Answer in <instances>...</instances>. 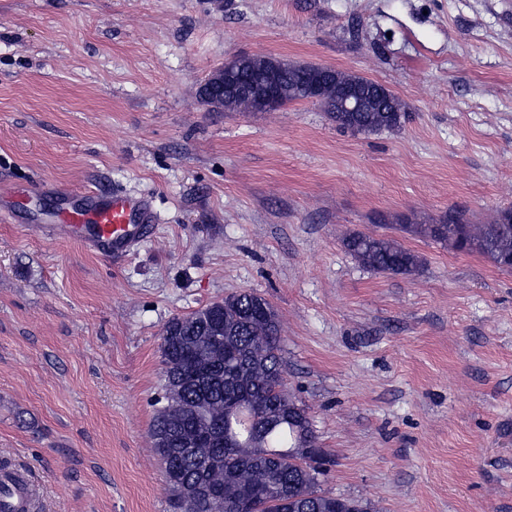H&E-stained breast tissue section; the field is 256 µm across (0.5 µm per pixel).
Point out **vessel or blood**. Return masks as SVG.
Segmentation results:
<instances>
[{"label": "vessel or blood", "mask_w": 512, "mask_h": 512, "mask_svg": "<svg viewBox=\"0 0 512 512\" xmlns=\"http://www.w3.org/2000/svg\"><path fill=\"white\" fill-rule=\"evenodd\" d=\"M62 201V219L51 225V234L77 239L110 256L126 255L155 220L148 200L125 194L66 190ZM31 495L24 478L10 471L0 472V512H29Z\"/></svg>", "instance_id": "b4317fda"}]
</instances>
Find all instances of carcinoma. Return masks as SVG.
<instances>
[{"label": "carcinoma", "mask_w": 512, "mask_h": 512, "mask_svg": "<svg viewBox=\"0 0 512 512\" xmlns=\"http://www.w3.org/2000/svg\"><path fill=\"white\" fill-rule=\"evenodd\" d=\"M372 102L365 112L340 111L334 99L330 118L340 128L356 133L397 130L406 112L383 85L365 80ZM414 234L454 250L477 251L497 266L512 269V209L499 212L492 224H467L455 212L437 224H409ZM345 251L362 267L393 275H411L422 266L421 258L391 236L353 232L343 238ZM194 336H214L224 342L223 368L205 387L188 379L177 392L182 420H177L172 398L163 393L152 435H166L167 447L160 459L171 460L163 475L170 489L204 486L191 502L173 496L175 512H370L367 504L337 497L322 490L320 476L324 453L316 447L306 408L277 383L272 374L282 367L280 322L272 304L253 291L229 294L189 314L172 318L164 327L161 345L168 361L180 373L185 364L186 343ZM207 419L225 427L231 422L242 434L250 433L249 447L213 449L224 456V465L208 469L206 460L182 451L180 432ZM315 449L309 463L291 462V452L301 443Z\"/></svg>", "instance_id": "1"}]
</instances>
